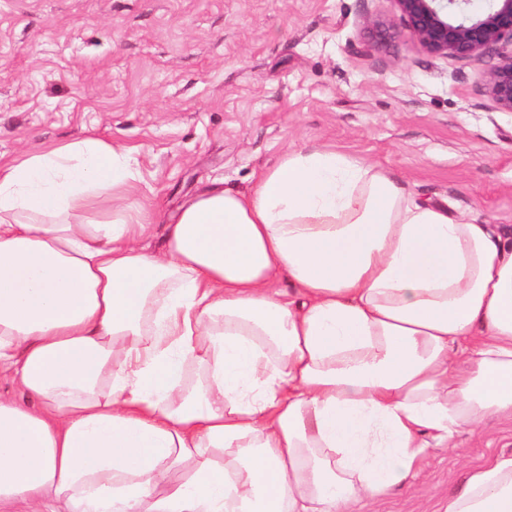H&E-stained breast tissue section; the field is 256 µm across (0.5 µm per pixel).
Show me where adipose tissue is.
Here are the masks:
<instances>
[{
  "mask_svg": "<svg viewBox=\"0 0 512 512\" xmlns=\"http://www.w3.org/2000/svg\"><path fill=\"white\" fill-rule=\"evenodd\" d=\"M135 179L92 138L0 163V369L30 398L0 399V512H354L512 414L501 225L302 147L150 252L84 218ZM444 512H512V456Z\"/></svg>",
  "mask_w": 512,
  "mask_h": 512,
  "instance_id": "ef3b65f1",
  "label": "adipose tissue"
}]
</instances>
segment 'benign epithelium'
Masks as SVG:
<instances>
[{
  "label": "benign epithelium",
  "instance_id": "1",
  "mask_svg": "<svg viewBox=\"0 0 512 512\" xmlns=\"http://www.w3.org/2000/svg\"><path fill=\"white\" fill-rule=\"evenodd\" d=\"M405 28L432 57L493 60L486 93L512 112V0H488L480 12L473 0H394Z\"/></svg>",
  "mask_w": 512,
  "mask_h": 512
}]
</instances>
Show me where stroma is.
<instances>
[{"label": "stroma", "mask_w": 512, "mask_h": 512, "mask_svg": "<svg viewBox=\"0 0 512 512\" xmlns=\"http://www.w3.org/2000/svg\"><path fill=\"white\" fill-rule=\"evenodd\" d=\"M377 20L390 37L371 38ZM491 65L423 53L392 0H0V162L85 138L133 149L152 250L186 199L246 190L302 146L511 231L512 112L485 92ZM502 454L512 418L492 417L362 512H443Z\"/></svg>", "instance_id": "1"}]
</instances>
